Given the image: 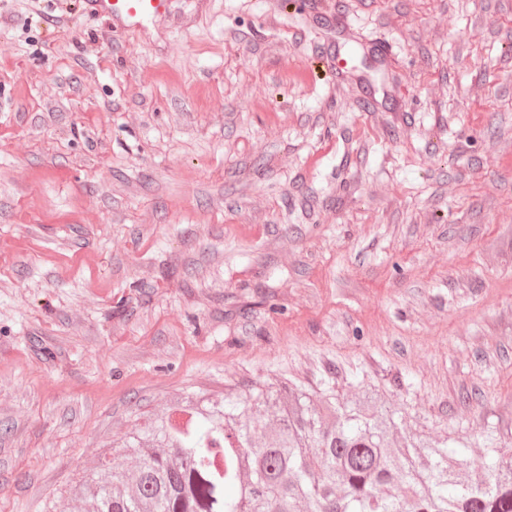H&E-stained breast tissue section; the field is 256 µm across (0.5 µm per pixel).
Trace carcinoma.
I'll return each mask as SVG.
<instances>
[{
    "label": "carcinoma",
    "mask_w": 512,
    "mask_h": 512,
    "mask_svg": "<svg viewBox=\"0 0 512 512\" xmlns=\"http://www.w3.org/2000/svg\"><path fill=\"white\" fill-rule=\"evenodd\" d=\"M365 391L286 385L181 397L117 442L70 491L83 512H512V446L408 430Z\"/></svg>",
    "instance_id": "carcinoma-1"
}]
</instances>
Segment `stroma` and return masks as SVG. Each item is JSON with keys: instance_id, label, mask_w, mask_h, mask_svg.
I'll return each mask as SVG.
<instances>
[{"instance_id": "35a3bbf8", "label": "stroma", "mask_w": 512, "mask_h": 512, "mask_svg": "<svg viewBox=\"0 0 512 512\" xmlns=\"http://www.w3.org/2000/svg\"><path fill=\"white\" fill-rule=\"evenodd\" d=\"M37 5L0 0V512H73L189 391L512 442V0ZM88 13L104 18L115 30L135 33L144 21H159L170 14L172 0H78Z\"/></svg>"}]
</instances>
